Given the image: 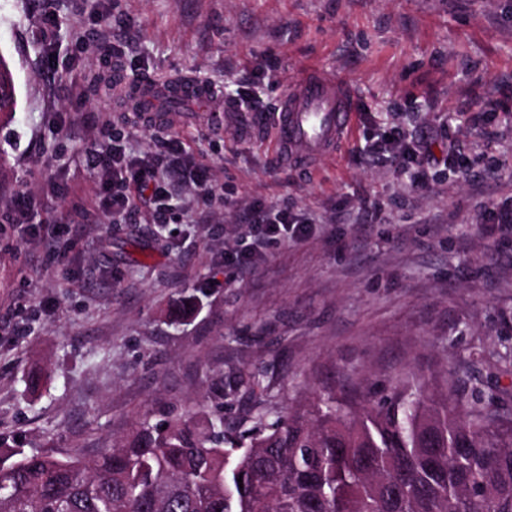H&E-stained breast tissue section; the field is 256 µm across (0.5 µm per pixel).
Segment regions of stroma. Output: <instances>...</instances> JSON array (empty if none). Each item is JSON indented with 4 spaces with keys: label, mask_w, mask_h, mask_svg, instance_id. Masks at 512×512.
I'll return each instance as SVG.
<instances>
[{
    "label": "stroma",
    "mask_w": 512,
    "mask_h": 512,
    "mask_svg": "<svg viewBox=\"0 0 512 512\" xmlns=\"http://www.w3.org/2000/svg\"><path fill=\"white\" fill-rule=\"evenodd\" d=\"M0 54L18 97L0 125V446L92 457L136 419L219 407L242 431L257 405L284 412L337 386L385 400L411 368L449 367L512 404V234L483 214L512 208V0H0ZM305 64L356 88V124L335 156L289 169L268 127L224 104L252 70L273 71L257 92L276 101ZM118 71L218 92L164 127L185 153L163 224L144 212L109 227L94 207L87 152L133 114ZM393 130L468 166H433L413 193L406 170L363 152ZM203 165L224 187L207 206ZM254 205L311 229L241 275L225 257L251 243L237 214ZM64 217L94 230L60 260L29 227ZM193 297L197 315L173 320ZM35 371L46 380L30 392ZM251 372L263 393L236 389Z\"/></svg>",
    "instance_id": "obj_1"
}]
</instances>
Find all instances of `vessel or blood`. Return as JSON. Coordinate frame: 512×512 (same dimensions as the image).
Listing matches in <instances>:
<instances>
[{
	"mask_svg": "<svg viewBox=\"0 0 512 512\" xmlns=\"http://www.w3.org/2000/svg\"><path fill=\"white\" fill-rule=\"evenodd\" d=\"M126 86L130 94L148 102L149 107L141 118L154 126L168 121L167 113L153 110L156 100L207 105L213 99L211 89L192 78L159 82L143 77L127 81ZM355 117L349 84L318 68L304 67L274 106L271 137L278 163L301 168L320 157L335 154L351 134Z\"/></svg>",
	"mask_w": 512,
	"mask_h": 512,
	"instance_id": "obj_1",
	"label": "vessel or blood"
}]
</instances>
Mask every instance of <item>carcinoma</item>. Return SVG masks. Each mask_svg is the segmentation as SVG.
I'll return each mask as SVG.
<instances>
[{
    "instance_id": "cac0c4a2",
    "label": "carcinoma",
    "mask_w": 512,
    "mask_h": 512,
    "mask_svg": "<svg viewBox=\"0 0 512 512\" xmlns=\"http://www.w3.org/2000/svg\"><path fill=\"white\" fill-rule=\"evenodd\" d=\"M16 107L0 54V122ZM0 512H512V408L412 369L383 403L332 389L243 432L170 414L88 460L1 452Z\"/></svg>"
}]
</instances>
